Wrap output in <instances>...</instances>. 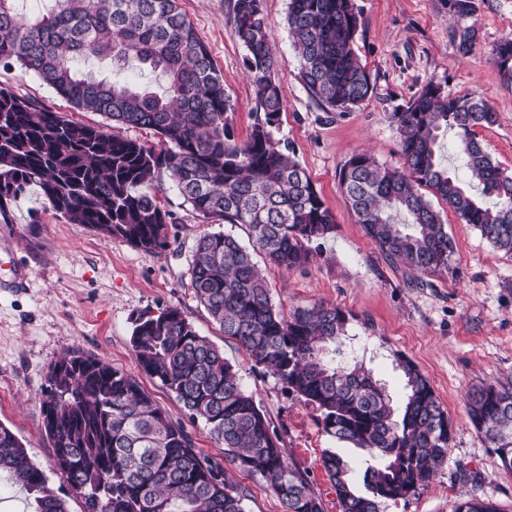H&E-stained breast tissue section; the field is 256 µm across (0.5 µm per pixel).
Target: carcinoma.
I'll return each mask as SVG.
<instances>
[{
    "label": "carcinoma",
    "mask_w": 512,
    "mask_h": 512,
    "mask_svg": "<svg viewBox=\"0 0 512 512\" xmlns=\"http://www.w3.org/2000/svg\"><path fill=\"white\" fill-rule=\"evenodd\" d=\"M21 0H0V64L34 73L71 107L94 112L97 126L63 119L0 88V214L36 185L49 207L143 251L169 246L173 214L158 201L166 177L209 224L241 229L197 238L189 265L195 298L224 335L322 413L323 430L366 453L363 489L348 461L324 449L321 465L340 512H380L427 483L448 458L453 427L430 381L402 362L401 416L361 365L336 360L349 316L328 304L287 317L274 305L255 256L296 270L313 257L311 242L331 232L334 216L306 169L273 137L284 106L261 0H235V34L247 50L257 121L246 141L231 142L233 110L224 78L182 12L179 0H50L32 17ZM287 23L299 79L310 96L347 112L372 92L354 50L359 19L353 0H289ZM512 85V38L492 49ZM137 62L165 80L162 93L109 84L76 57ZM393 119L404 167L354 154L339 188L363 231L385 259L421 274L452 271L453 245L426 194L442 200L494 248L512 254V173L500 168L476 128L497 121L481 97H451L427 85ZM149 129L159 146L112 134V124ZM451 131L466 178L442 162L441 130ZM133 357L165 386L191 422H203L224 462L196 451L186 426L170 419L137 379L103 360L65 350L41 391L43 425L56 469L82 499V512H246L247 493L229 485L223 463L261 479L284 512H324L307 476L291 466L254 396L217 346L176 308L133 320ZM475 429L512 470V387L487 385L467 396ZM23 489L31 512H70L68 501L0 424V481ZM452 512H498L488 500L454 504Z\"/></svg>",
    "instance_id": "1"
}]
</instances>
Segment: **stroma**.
<instances>
[{
	"instance_id": "stroma-1",
	"label": "stroma",
	"mask_w": 512,
	"mask_h": 512,
	"mask_svg": "<svg viewBox=\"0 0 512 512\" xmlns=\"http://www.w3.org/2000/svg\"><path fill=\"white\" fill-rule=\"evenodd\" d=\"M359 15L355 53L371 76L373 92L360 106L333 112L299 81L298 56L287 24L289 0H262L275 56L274 73L285 91L276 139L290 145L335 218V228L314 240L304 269L264 267L274 304L284 314L324 303L351 313L342 350L362 362L401 404L405 358L430 381L448 411L453 440L435 477L406 499L382 503L380 512H452L455 502L479 498L512 512V472L502 468L471 424L469 390L512 384V254L493 248L472 225L440 200L453 241L452 273L420 275L394 268L345 205L338 177L346 161L371 153L384 166L403 158L393 113L402 111L430 83L450 95L474 94L497 114L477 134L501 168L512 172V86L492 60L493 47L512 36V0H353ZM235 0H179L224 76L231 98L228 126L243 141L261 119L245 67L246 50L231 18ZM0 87L59 113L64 119L100 123L74 110L32 72L0 66ZM158 198L175 218L170 248L151 253L92 229L68 223L47 207L38 188L0 215V424L11 429L53 486V450L43 429L41 389L62 350L102 359L135 376L173 420L186 422L195 447L221 459L203 423H187L174 395L141 373L131 349L132 319L141 311L180 309L200 335L224 351L281 438L287 461L305 472L324 512H340L322 465L323 449L336 442L323 430L320 411L280 380L255 366L233 339L224 337L196 300L189 264L197 237L209 231L170 182ZM233 486L246 489V512H284L259 478L228 469Z\"/></svg>"
}]
</instances>
